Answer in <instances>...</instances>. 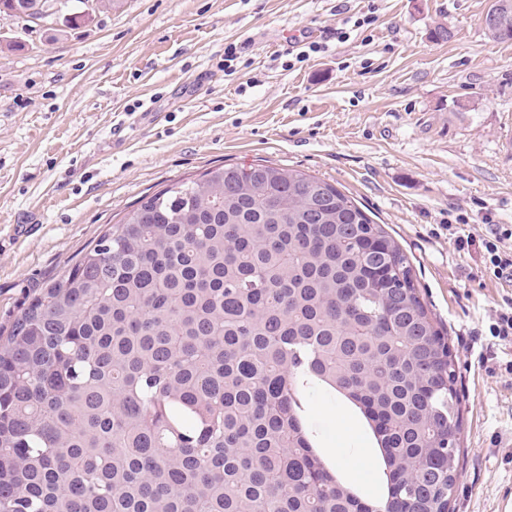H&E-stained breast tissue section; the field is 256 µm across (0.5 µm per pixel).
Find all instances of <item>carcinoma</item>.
I'll use <instances>...</instances> for the list:
<instances>
[{"instance_id":"obj_1","label":"carcinoma","mask_w":512,"mask_h":512,"mask_svg":"<svg viewBox=\"0 0 512 512\" xmlns=\"http://www.w3.org/2000/svg\"><path fill=\"white\" fill-rule=\"evenodd\" d=\"M512 41V0H494ZM366 419L361 497L307 423ZM462 417L401 244L333 184L267 163L173 180L0 337V512H452Z\"/></svg>"}]
</instances>
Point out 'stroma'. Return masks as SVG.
Segmentation results:
<instances>
[{
  "label": "stroma",
  "mask_w": 512,
  "mask_h": 512,
  "mask_svg": "<svg viewBox=\"0 0 512 512\" xmlns=\"http://www.w3.org/2000/svg\"><path fill=\"white\" fill-rule=\"evenodd\" d=\"M493 0H123L79 27L0 14V326L109 224L172 180L262 160L319 177L389 225L448 333L461 395L454 512H512V344L486 327L512 281L483 275L488 225H512V42ZM366 31L335 37L350 16ZM445 28L452 37L437 40ZM326 52L287 67L299 33ZM241 45L235 71L224 47ZM464 217L473 245L448 226ZM325 457L384 491L345 400L308 415ZM493 4L496 5V9L499 10L506 19L508 27L506 32L493 30L488 27H495L498 25V14L496 10H490L484 17V27L487 33L495 40L500 42L512 41V0H494ZM492 4V5H493Z\"/></svg>",
  "instance_id": "35a3bbf8"
}]
</instances>
